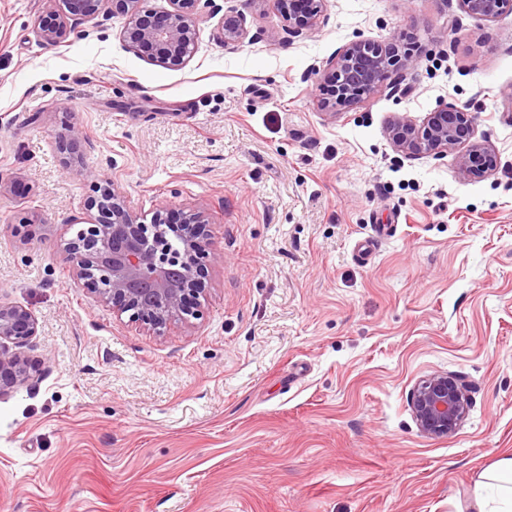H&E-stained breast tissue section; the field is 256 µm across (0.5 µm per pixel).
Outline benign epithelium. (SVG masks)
<instances>
[{"instance_id": "7a95c632", "label": "benign epithelium", "mask_w": 512, "mask_h": 512, "mask_svg": "<svg viewBox=\"0 0 512 512\" xmlns=\"http://www.w3.org/2000/svg\"><path fill=\"white\" fill-rule=\"evenodd\" d=\"M59 9L39 25L38 34L48 44L61 42L67 26L97 18L103 3L109 13L127 18L124 40L167 67L183 65L193 54L197 18L196 0H169L170 9L157 13L143 0H56ZM470 16L486 21L512 13V0H458ZM288 20V34L297 37L311 30L325 0H275ZM248 31L243 16L223 27L224 44L238 45ZM419 55L396 42L377 44L358 40L346 44L320 70L329 88L327 107H350L377 91L385 81L413 68ZM388 135L394 148L411 157H443L459 151L458 173L469 178L490 175L497 158L489 145L476 139L472 116L463 105H439L420 122L407 114L392 118ZM96 215L80 224L63 246L73 274L98 302L128 316V321L157 336L175 322L190 324L204 317L200 296L210 269L224 265V255L214 248L210 222L200 212L169 222L168 212L157 209L146 224L130 210L126 196L106 182L90 200ZM40 335L34 312L16 303L0 302V397L19 385L34 386L39 369L31 366L24 348ZM410 408L419 430L431 437L455 433L468 413V396L460 380L446 373L430 374L415 385Z\"/></svg>"}]
</instances>
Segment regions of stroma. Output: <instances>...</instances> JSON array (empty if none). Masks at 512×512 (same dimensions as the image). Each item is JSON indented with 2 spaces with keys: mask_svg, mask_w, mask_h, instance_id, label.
I'll return each mask as SVG.
<instances>
[{
  "mask_svg": "<svg viewBox=\"0 0 512 512\" xmlns=\"http://www.w3.org/2000/svg\"><path fill=\"white\" fill-rule=\"evenodd\" d=\"M53 8L0 0V301L37 316L42 370L0 397V512H468L512 455V14L326 0L292 38L274 0H198L170 68L107 13L42 42ZM399 37L421 52L400 91L322 107L337 49ZM442 101L468 106L494 175L395 150L393 115ZM105 179L144 222L206 211L224 264L204 322L156 336L74 281L63 244ZM379 224L396 231L359 253ZM434 372L468 386L446 438L408 403Z\"/></svg>",
  "mask_w": 512,
  "mask_h": 512,
  "instance_id": "1",
  "label": "stroma"
}]
</instances>
